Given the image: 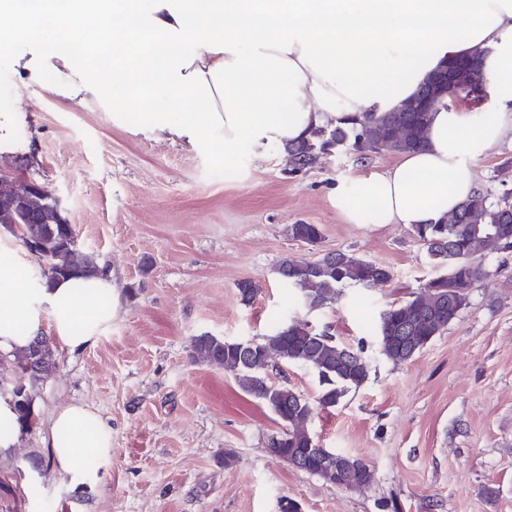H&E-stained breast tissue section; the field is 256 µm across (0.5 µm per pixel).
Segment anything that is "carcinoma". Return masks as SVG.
Masks as SVG:
<instances>
[{"label":"carcinoma","instance_id":"carcinoma-1","mask_svg":"<svg viewBox=\"0 0 512 512\" xmlns=\"http://www.w3.org/2000/svg\"><path fill=\"white\" fill-rule=\"evenodd\" d=\"M486 51L469 59L459 76L456 94L474 101L488 94L485 75ZM437 75H431L418 92L389 112H367L349 126L330 125L312 132L309 139L288 147L292 169L311 166L318 155L343 147L360 155L405 153L423 147L432 112L421 111V99L431 92ZM0 225L15 234L27 248L37 246V254L52 276H79L102 271L93 252L74 248L76 231L71 224L55 221L50 201L33 196L28 200L27 221L13 227V213L0 210ZM289 235L311 245L319 243L318 224H291ZM427 243V251L437 264L447 267L445 276L431 279L406 300L381 311L372 321L379 355L394 363L411 360L456 319V307L466 305L472 286L491 276L486 260L512 247V200L503 196L492 203L480 193L463 202L438 224L417 230ZM284 287L294 291L305 306L317 310L334 302L346 286L385 284L392 278L386 267L352 253L334 251L314 261L283 257L277 268ZM192 358L233 373L240 389L259 400L284 425L270 439L271 452L280 459H295L306 472L315 473L325 456L334 458L337 469L330 477L334 485L353 481L364 487L373 481V470L360 458L339 450L322 448L308 428L314 407L301 394L286 385H275L266 370L276 362L304 367L316 373L324 388L319 406L336 405L345 392L361 387L368 378V361L362 350L336 342L327 329L283 314L269 333L258 340H226L208 333L195 337ZM56 359L47 338L38 340L17 358L12 383L0 382V389L11 397L17 421L1 420L0 434L15 425L31 424V399L26 383L43 379L56 370Z\"/></svg>","mask_w":512,"mask_h":512}]
</instances>
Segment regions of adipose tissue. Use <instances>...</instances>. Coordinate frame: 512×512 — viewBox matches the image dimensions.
Listing matches in <instances>:
<instances>
[{"mask_svg": "<svg viewBox=\"0 0 512 512\" xmlns=\"http://www.w3.org/2000/svg\"><path fill=\"white\" fill-rule=\"evenodd\" d=\"M488 51L492 108H439L424 148L334 192L347 224L438 222L477 190L475 160L512 144V0H0V52L19 81L120 122L145 108L135 134L225 152L288 144L412 96L446 59ZM203 105L174 118L146 106L158 92ZM121 310L111 272L52 278L0 227V355L44 333L64 350L94 345ZM53 467L89 484L81 459L112 456L98 411L67 403L48 415Z\"/></svg>", "mask_w": 512, "mask_h": 512, "instance_id": "obj_1", "label": "adipose tissue"}]
</instances>
